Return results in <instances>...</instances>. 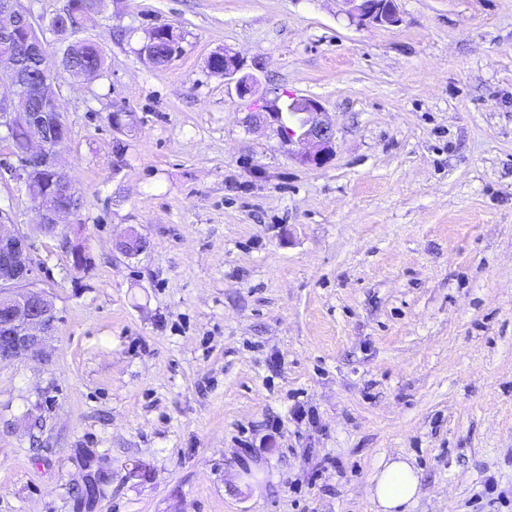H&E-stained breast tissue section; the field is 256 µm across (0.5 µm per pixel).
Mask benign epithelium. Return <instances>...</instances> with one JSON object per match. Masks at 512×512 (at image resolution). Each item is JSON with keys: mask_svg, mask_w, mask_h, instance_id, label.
<instances>
[{"mask_svg": "<svg viewBox=\"0 0 512 512\" xmlns=\"http://www.w3.org/2000/svg\"><path fill=\"white\" fill-rule=\"evenodd\" d=\"M347 13L360 25L396 26L400 22L393 0H343ZM78 8L95 15L101 4L95 0H67L54 17L61 36L72 32L68 13ZM161 26L152 31L144 54L157 64L154 46L158 36L171 34ZM67 71L89 79L97 76L94 66L77 64L61 57ZM210 69L235 84L244 97L257 91L258 78L244 71L243 61L229 51L214 54ZM53 67L46 43L35 30L19 0H0V76L10 80V92L0 96V130L23 129L29 137L26 153L18 166L8 167L10 176L25 183L39 213L37 229L51 234L70 223L79 210L78 190L71 176L59 164V150L70 139V127L51 91ZM283 111L280 99L262 101L254 120L275 128L285 145L307 142L314 149L295 154L309 168H320L331 158L336 131L325 119L321 102L312 97L294 98ZM34 242L30 232L15 224H0V359L12 362L22 357L45 360V343L55 331L56 311L50 295L40 287L32 261Z\"/></svg>", "mask_w": 512, "mask_h": 512, "instance_id": "7a95c632", "label": "benign epithelium"}]
</instances>
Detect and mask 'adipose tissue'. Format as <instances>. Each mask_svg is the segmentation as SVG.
Listing matches in <instances>:
<instances>
[{"instance_id": "adipose-tissue-1", "label": "adipose tissue", "mask_w": 512, "mask_h": 512, "mask_svg": "<svg viewBox=\"0 0 512 512\" xmlns=\"http://www.w3.org/2000/svg\"><path fill=\"white\" fill-rule=\"evenodd\" d=\"M419 494L417 470L403 456L391 457L375 465L369 497L377 512H408Z\"/></svg>"}]
</instances>
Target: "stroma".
Segmentation results:
<instances>
[{"instance_id":"35a3bbf8","label":"stroma","mask_w":512,"mask_h":512,"mask_svg":"<svg viewBox=\"0 0 512 512\" xmlns=\"http://www.w3.org/2000/svg\"><path fill=\"white\" fill-rule=\"evenodd\" d=\"M64 3L20 0L82 205L35 240L47 360L0 364V512H73L81 448L112 468L95 512H375L397 455L410 512H512V0H396L394 27L341 0H105L91 80L58 64ZM162 25L181 50L156 67ZM227 49L260 97L322 102L326 165L251 122L208 67ZM0 222H38L7 178ZM420 494L417 470L401 455L382 459L371 475L369 497L379 512H407Z\"/></svg>"}]
</instances>
